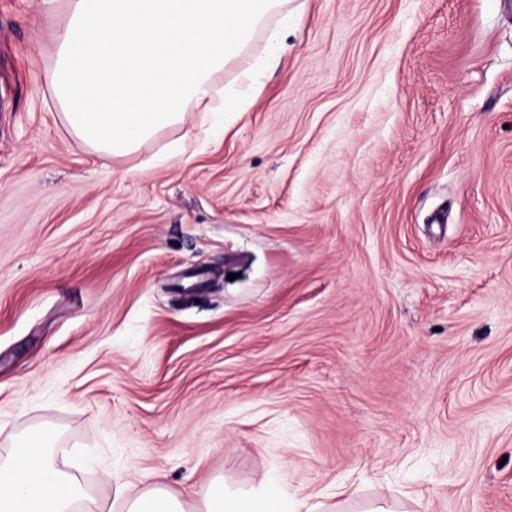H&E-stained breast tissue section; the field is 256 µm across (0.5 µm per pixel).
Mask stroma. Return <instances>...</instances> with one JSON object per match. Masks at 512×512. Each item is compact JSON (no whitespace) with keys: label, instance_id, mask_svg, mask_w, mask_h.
Masks as SVG:
<instances>
[{"label":"stroma","instance_id":"obj_1","mask_svg":"<svg viewBox=\"0 0 512 512\" xmlns=\"http://www.w3.org/2000/svg\"><path fill=\"white\" fill-rule=\"evenodd\" d=\"M67 0H0V458L38 426L114 475L279 472L335 512H512V0H282L99 160L45 73Z\"/></svg>","mask_w":512,"mask_h":512}]
</instances>
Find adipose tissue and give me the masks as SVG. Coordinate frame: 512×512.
Wrapping results in <instances>:
<instances>
[{
    "mask_svg": "<svg viewBox=\"0 0 512 512\" xmlns=\"http://www.w3.org/2000/svg\"><path fill=\"white\" fill-rule=\"evenodd\" d=\"M279 0H68L54 33L47 83L69 129L100 159L136 151L181 121L188 102L239 112L258 83L241 76L233 95H211L210 77L237 57ZM54 431L30 430L0 463V512H72L82 498L57 459ZM199 512H301L302 502L261 478L233 490L213 481L197 491ZM125 512H186L163 484L127 495Z\"/></svg>",
    "mask_w": 512,
    "mask_h": 512,
    "instance_id": "ef3b65f1",
    "label": "adipose tissue"
}]
</instances>
